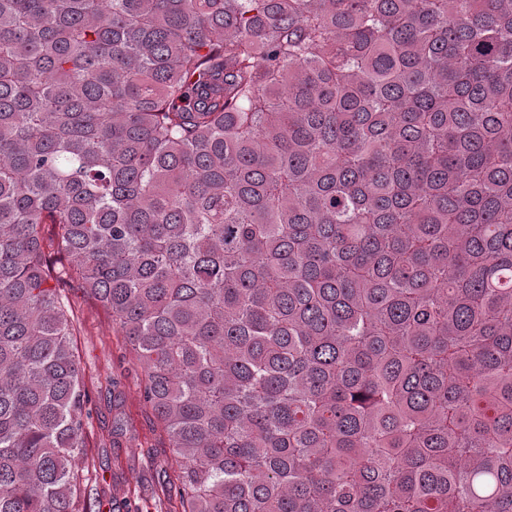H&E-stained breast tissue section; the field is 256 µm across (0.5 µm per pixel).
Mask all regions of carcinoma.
Returning <instances> with one entry per match:
<instances>
[{
    "label": "carcinoma",
    "mask_w": 512,
    "mask_h": 512,
    "mask_svg": "<svg viewBox=\"0 0 512 512\" xmlns=\"http://www.w3.org/2000/svg\"><path fill=\"white\" fill-rule=\"evenodd\" d=\"M62 260L183 512H512V0H0V512H82Z\"/></svg>",
    "instance_id": "1"
}]
</instances>
